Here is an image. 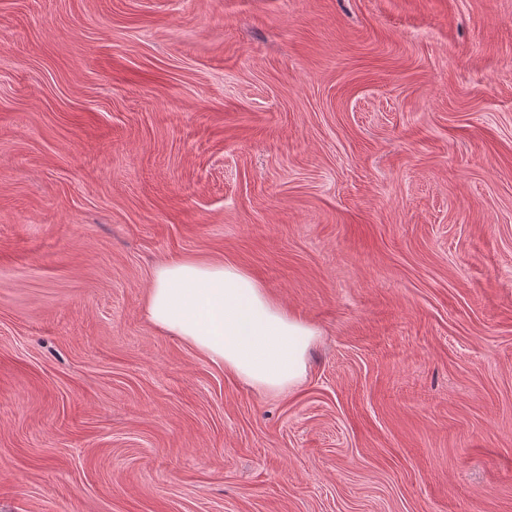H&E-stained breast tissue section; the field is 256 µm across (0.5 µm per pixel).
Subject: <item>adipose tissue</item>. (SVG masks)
<instances>
[{
    "mask_svg": "<svg viewBox=\"0 0 512 512\" xmlns=\"http://www.w3.org/2000/svg\"><path fill=\"white\" fill-rule=\"evenodd\" d=\"M144 312L158 331L267 393H284L303 381L317 336L248 270L221 259L179 257L159 263Z\"/></svg>",
    "mask_w": 512,
    "mask_h": 512,
    "instance_id": "ef3b65f1",
    "label": "adipose tissue"
}]
</instances>
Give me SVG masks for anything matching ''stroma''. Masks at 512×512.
Masks as SVG:
<instances>
[{"label":"stroma","instance_id":"35a3bbf8","mask_svg":"<svg viewBox=\"0 0 512 512\" xmlns=\"http://www.w3.org/2000/svg\"><path fill=\"white\" fill-rule=\"evenodd\" d=\"M177 256L299 386L151 326ZM0 512H512V0H0ZM144 312L158 331L267 393H284L303 381L307 353L318 336L248 270L222 259L159 263Z\"/></svg>","mask_w":512,"mask_h":512}]
</instances>
